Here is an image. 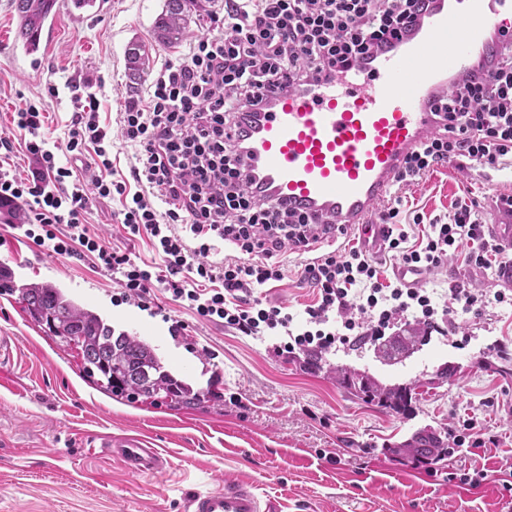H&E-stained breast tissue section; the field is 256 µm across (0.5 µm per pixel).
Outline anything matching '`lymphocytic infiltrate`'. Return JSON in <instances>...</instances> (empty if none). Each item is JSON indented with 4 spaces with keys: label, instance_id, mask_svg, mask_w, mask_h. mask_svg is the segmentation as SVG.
Segmentation results:
<instances>
[{
    "label": "lymphocytic infiltrate",
    "instance_id": "lymphocytic-infiltrate-1",
    "mask_svg": "<svg viewBox=\"0 0 512 512\" xmlns=\"http://www.w3.org/2000/svg\"><path fill=\"white\" fill-rule=\"evenodd\" d=\"M426 6L427 0H224L220 32L200 35L186 58L165 62L142 102L121 112V136L133 150L130 178L116 174L96 94H74L77 111L61 152L45 132L43 108L27 101L12 115L11 134L0 136V151L11 154L23 142L34 167L21 176L0 164V201L25 207L24 237L89 262L118 285L120 301L148 308L161 292L242 335L283 337L280 349L288 354L376 343L409 317L431 332L456 331L459 313L512 305V290L455 284L439 303L428 289L386 284L377 261L342 243L344 229L258 200L245 173V110L368 60L407 32ZM436 109L447 133L407 160L398 186L451 160L480 175L502 170L512 159V45L488 76L450 84ZM96 198L118 200L117 223L128 238H147L154 262L136 261L93 230ZM285 248L305 256L304 273L316 289L300 321L256 295L284 279L275 255ZM385 249L420 271L459 255L497 272L512 263V251L491 236L475 201L456 203L447 220H432L419 244H409L407 232L386 233Z\"/></svg>",
    "mask_w": 512,
    "mask_h": 512
}]
</instances>
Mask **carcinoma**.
Here are the masks:
<instances>
[{
    "label": "carcinoma",
    "mask_w": 512,
    "mask_h": 512,
    "mask_svg": "<svg viewBox=\"0 0 512 512\" xmlns=\"http://www.w3.org/2000/svg\"><path fill=\"white\" fill-rule=\"evenodd\" d=\"M13 6L18 17L17 40L26 54L34 55L40 50L43 24L56 13L58 0H13ZM204 10L202 0H165L154 22L155 39L168 46L179 44L193 15ZM125 67L132 84L147 73L149 59L141 44L133 42L126 49ZM26 220L23 208L0 206L1 224ZM0 295L15 298L46 335L76 349L85 376L110 396L132 404L165 403L178 410H194L204 402L205 393L174 377L150 343L116 331L107 319L80 306L56 285L31 282L19 286L11 269L0 266ZM427 341L421 324H408L400 334L378 344L375 353L387 364H398ZM330 373L347 393L398 414L408 411L418 388L415 381L384 385L369 374L346 367H333ZM395 454L437 464L448 458V442L431 430H419L401 442Z\"/></svg>",
    "instance_id": "1"
}]
</instances>
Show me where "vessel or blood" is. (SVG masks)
Instances as JSON below:
<instances>
[{
	"mask_svg": "<svg viewBox=\"0 0 512 512\" xmlns=\"http://www.w3.org/2000/svg\"><path fill=\"white\" fill-rule=\"evenodd\" d=\"M512 42V0H431L417 28L348 74L278 95L249 115L248 158L260 198L323 224L356 230L376 250L387 203L407 158L444 129L433 105L451 82L486 68ZM123 465L168 464L134 434L103 435ZM188 512H277L251 485L228 479L194 495Z\"/></svg>",
	"mask_w": 512,
	"mask_h": 512,
	"instance_id": "b4317fda",
	"label": "vessel or blood"
}]
</instances>
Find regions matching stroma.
Masks as SVG:
<instances>
[{"instance_id":"35a3bbf8","label":"stroma","mask_w":512,"mask_h":512,"mask_svg":"<svg viewBox=\"0 0 512 512\" xmlns=\"http://www.w3.org/2000/svg\"><path fill=\"white\" fill-rule=\"evenodd\" d=\"M38 57L15 41L12 0H0V133L26 100L40 101L53 138H61L74 110L70 81L91 80L101 119L112 131V161L129 176L132 148L124 144L118 114L140 102L130 89L125 49L140 42L158 70L178 60L188 44L169 47L153 36L164 0H97L87 11L58 0ZM512 192V166L483 179L457 163L436 166L418 183L401 188L399 220L413 213L424 220L447 217L460 200L496 211L492 195ZM116 201L96 200L90 221L110 242L151 260L142 240H127L113 217ZM286 276L264 286L260 298L302 315L315 292L302 275L300 255L278 253ZM0 265L19 282L48 281L79 305L111 321L119 331L156 348L173 374L194 389L210 391L200 408L132 405L112 399L90 383L70 350L52 341L7 296H0V512H187L194 492L228 478L252 481L262 499L283 512H512V496L498 482L497 459L512 454V308L488 307L483 315H461L456 334H432L402 363L388 365L371 346H347L323 356L319 367L304 353L284 355L275 338L260 341L195 317L161 299L160 309L117 300L119 290L89 263L49 254L0 223ZM486 271L453 262L425 272L423 287L447 293L461 283L487 286ZM179 331H172V324ZM458 368L454 381L429 386L441 367ZM346 366L387 385L420 381L410 414L359 400L330 376ZM498 435L495 456L486 457L488 479L479 488L448 478L449 467L467 463L462 447L450 445L448 466L431 472L392 454L397 443L429 428L463 434V423ZM133 430L152 436L169 464L156 475H137L93 445L99 433Z\"/></svg>"}]
</instances>
